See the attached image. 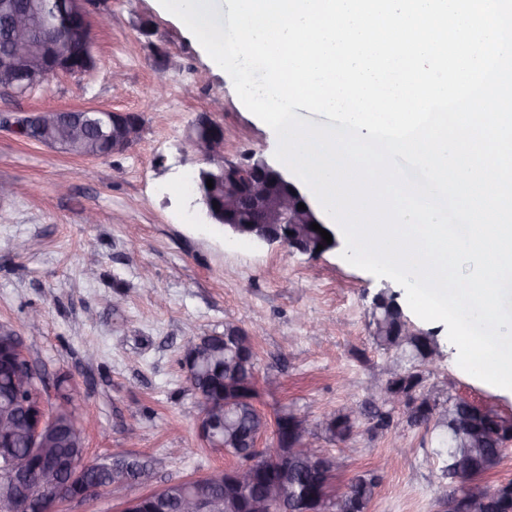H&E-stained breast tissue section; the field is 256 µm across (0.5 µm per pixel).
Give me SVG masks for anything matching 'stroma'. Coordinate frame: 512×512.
I'll use <instances>...</instances> for the list:
<instances>
[{"label": "stroma", "mask_w": 512, "mask_h": 512, "mask_svg": "<svg viewBox=\"0 0 512 512\" xmlns=\"http://www.w3.org/2000/svg\"><path fill=\"white\" fill-rule=\"evenodd\" d=\"M96 65L53 73L32 93L0 95V113L96 108L142 118L139 138L107 157L80 158L0 130V326L16 331L47 380L66 378L92 419L85 460L126 451L151 459L155 487L234 465L199 434L201 410L181 365L189 335L241 327L256 353L254 404L267 419L306 410L319 425L339 410L361 415L336 461V488L384 465L368 512H436L447 487L445 427H414L395 411L389 429L369 417L368 388L419 371L439 400L465 397L512 417V393L463 371L445 324L416 320L440 356L383 351L370 335L377 295L406 305L404 289L354 267L344 243L318 257L248 242L211 226L196 199L208 156L193 145L202 112L223 126L224 158L276 165L277 137L239 99L231 77L158 0H89ZM29 247L20 252L17 241ZM42 317L26 325L30 310Z\"/></svg>", "instance_id": "35a3bbf8"}]
</instances>
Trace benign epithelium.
Returning a JSON list of instances; mask_svg holds the SVG:
<instances>
[{"label": "benign epithelium", "instance_id": "obj_1", "mask_svg": "<svg viewBox=\"0 0 512 512\" xmlns=\"http://www.w3.org/2000/svg\"><path fill=\"white\" fill-rule=\"evenodd\" d=\"M84 2L62 0L59 17L64 21L67 41L89 48L90 22ZM35 6V0H16V4L0 13L5 30L0 41V92L24 95L40 86L38 77L64 69L66 54L59 42V31L50 27L38 37L31 33L29 18ZM131 116L130 112H111L106 154L124 151L139 137L141 123L132 121ZM62 124L82 128L85 115L75 109L27 112L5 118L3 128L24 140L65 152L68 142L49 136L52 129ZM190 138L195 146L213 156L224 149V127L206 113L200 114L192 124ZM209 179L213 180L211 188L206 185ZM197 184L198 203L213 224L241 238L270 245L279 243L311 257L318 256L316 249L320 245L325 251L336 246L334 242L328 244L322 238L316 240L304 235L300 229L303 224L317 223L323 228L327 224L307 205L301 191L261 158H252L247 163L224 162L209 171H201ZM300 203L306 204V209L298 208ZM10 347L12 351L5 355L4 362L11 377L14 409L0 416V487H7L12 512H54L55 504L61 499L83 501L105 492L122 500V512H169L174 505L180 512H223L224 497L215 494V489L227 482L248 493L256 461L253 452L258 449L277 461L286 460L290 450L299 452L318 481L327 483L334 479L335 460L304 437L288 449L275 444L261 449L259 442H254L245 451L247 459L243 465L233 471L209 473L195 479V493L175 503L166 487L133 497L126 495L130 486L153 481L151 467L141 468L134 478L124 474L105 486L91 482L85 478L87 468L51 451L59 413L47 409L41 400L23 395L32 370L15 334L11 336ZM204 353V341L196 339L186 344L183 366L188 380H193ZM218 430H224L223 415L202 414L199 432L212 440V447L223 449L224 438L215 436ZM19 441L26 445L23 454L15 448ZM280 495V486L272 484L261 496L251 500L252 509L265 512L268 503ZM491 508V501L473 500L467 492L449 498L442 506L443 512H491Z\"/></svg>", "mask_w": 512, "mask_h": 512}]
</instances>
